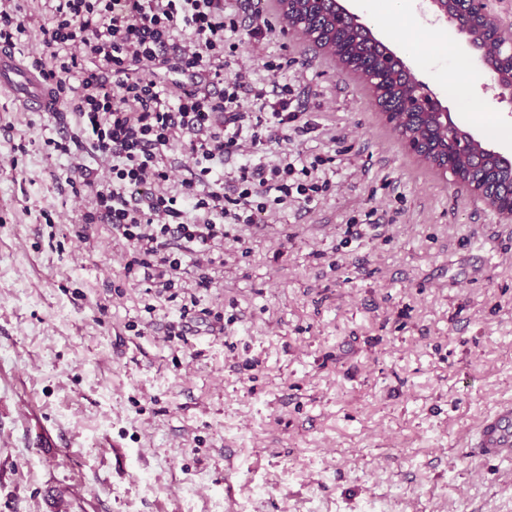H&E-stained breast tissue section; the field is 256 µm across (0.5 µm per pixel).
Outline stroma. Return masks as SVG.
Wrapping results in <instances>:
<instances>
[{
  "label": "stroma",
  "mask_w": 512,
  "mask_h": 512,
  "mask_svg": "<svg viewBox=\"0 0 512 512\" xmlns=\"http://www.w3.org/2000/svg\"><path fill=\"white\" fill-rule=\"evenodd\" d=\"M245 6L272 34L242 39L233 69L292 85L316 126L263 160L327 157L310 178L331 188L187 255L219 259L210 288L192 271L175 298L149 290L108 225L81 241L65 171L97 182L104 163L48 154L70 112L0 98V512H57L60 496L68 512H512V462L468 448L512 401V223L408 152L275 0ZM388 24L456 121L512 153V104L465 40L462 75L434 30ZM186 303L189 330L168 336Z\"/></svg>",
  "instance_id": "1"
}]
</instances>
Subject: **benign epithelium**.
<instances>
[{
  "label": "benign epithelium",
  "mask_w": 512,
  "mask_h": 512,
  "mask_svg": "<svg viewBox=\"0 0 512 512\" xmlns=\"http://www.w3.org/2000/svg\"><path fill=\"white\" fill-rule=\"evenodd\" d=\"M429 2L436 18L464 36L467 44L478 54L486 79L484 87L496 91V98L512 101V28L502 25L498 15L489 6V0H465L463 4L460 0ZM326 3L333 17L355 25L370 44L377 48V68L358 71L360 77L375 88L377 95H387L389 87L384 82L386 74L401 71L407 76L409 90L400 105L384 111L387 122L398 132L405 147L416 156H421V144L429 132L417 131V122L427 116L433 118L441 140L427 164L445 175H450L452 182L467 194L487 200L501 222L511 224L512 194L498 196L488 188L486 182L466 179L456 168L458 158L470 154L478 143V138L454 121L448 107L443 105L429 85L418 78L403 58L378 40L372 30L361 21L360 16L350 12L339 0H326ZM279 16L292 33L338 59L343 58L338 48L321 42L317 34L305 30L304 23L292 8V0H281ZM471 18L478 19L484 31V36L477 43L470 35Z\"/></svg>",
  "instance_id": "obj_1"
}]
</instances>
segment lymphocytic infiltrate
Returning <instances> with one entry per match:
<instances>
[{"mask_svg":"<svg viewBox=\"0 0 512 512\" xmlns=\"http://www.w3.org/2000/svg\"><path fill=\"white\" fill-rule=\"evenodd\" d=\"M44 7L49 19L35 30L19 7L1 8L0 43L36 41L34 65L77 120L75 131L49 147L67 156L86 146L107 165L78 237L88 238L92 225H111L157 292L178 284L184 254L223 242L225 225L254 223L291 194L309 202L330 189L327 179L290 182L324 165L322 157L302 168L288 155L271 166L256 159L278 131L305 135L314 127L292 110L291 85L268 90L225 77L226 35L239 29L236 0H44ZM161 69L188 76L177 96L158 82ZM202 73L220 92L192 84ZM176 141L193 172L171 192L163 156ZM232 155L242 162L228 194L215 170Z\"/></svg>","mask_w":512,"mask_h":512,"instance_id":"lymphocytic-infiltrate-1","label":"lymphocytic infiltrate"}]
</instances>
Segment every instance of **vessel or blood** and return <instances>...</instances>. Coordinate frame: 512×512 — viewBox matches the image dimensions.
Masks as SVG:
<instances>
[{"mask_svg": "<svg viewBox=\"0 0 512 512\" xmlns=\"http://www.w3.org/2000/svg\"><path fill=\"white\" fill-rule=\"evenodd\" d=\"M2 95L11 98L21 112L53 113L60 109L40 71L26 65L15 50L6 45H0ZM470 447L476 456L484 459L512 456V404L500 405L483 419Z\"/></svg>", "mask_w": 512, "mask_h": 512, "instance_id": "obj_1", "label": "vessel or blood"}]
</instances>
